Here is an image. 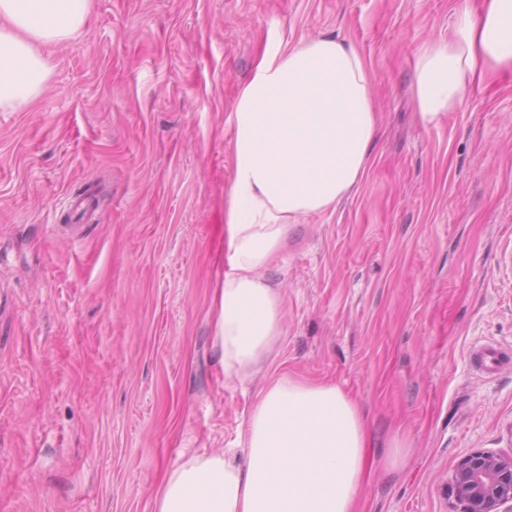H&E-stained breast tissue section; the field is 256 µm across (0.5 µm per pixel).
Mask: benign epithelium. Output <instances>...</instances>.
Here are the masks:
<instances>
[{"instance_id":"obj_1","label":"benign epithelium","mask_w":512,"mask_h":512,"mask_svg":"<svg viewBox=\"0 0 512 512\" xmlns=\"http://www.w3.org/2000/svg\"><path fill=\"white\" fill-rule=\"evenodd\" d=\"M450 512H512V453L476 450L448 481Z\"/></svg>"}]
</instances>
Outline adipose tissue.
Instances as JSON below:
<instances>
[{
	"mask_svg": "<svg viewBox=\"0 0 512 512\" xmlns=\"http://www.w3.org/2000/svg\"><path fill=\"white\" fill-rule=\"evenodd\" d=\"M93 0H0V111H20L53 70L44 46L73 38ZM512 71V0H461L448 41L422 49L414 93L423 122L456 111L490 75ZM372 73L330 35L265 52L231 115L233 182L224 204L228 268L217 289L224 373L244 382L283 335L266 270L290 225L335 208L364 178L380 124ZM373 441L333 383L272 379L244 450L195 454L171 470L153 512H358Z\"/></svg>",
	"mask_w": 512,
	"mask_h": 512,
	"instance_id": "adipose-tissue-1",
	"label": "adipose tissue"
}]
</instances>
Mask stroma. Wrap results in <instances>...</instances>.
Listing matches in <instances>:
<instances>
[{"label":"stroma","instance_id":"35a3bbf8","mask_svg":"<svg viewBox=\"0 0 512 512\" xmlns=\"http://www.w3.org/2000/svg\"><path fill=\"white\" fill-rule=\"evenodd\" d=\"M456 0H94L21 112H0V512H152L182 457L238 447L267 382L334 383L375 461L361 512H448L472 450H512V72L422 123L420 51ZM368 63L380 127L362 182L292 225L266 272L284 334L224 373L230 117L265 51L316 35ZM99 208L81 234L72 196ZM410 449L385 463L393 436ZM469 360L475 370L486 377L499 375L509 364L501 350L491 344L474 347L469 352Z\"/></svg>","mask_w":512,"mask_h":512}]
</instances>
